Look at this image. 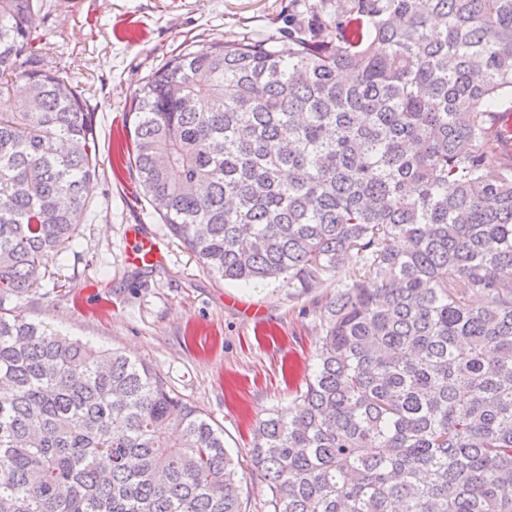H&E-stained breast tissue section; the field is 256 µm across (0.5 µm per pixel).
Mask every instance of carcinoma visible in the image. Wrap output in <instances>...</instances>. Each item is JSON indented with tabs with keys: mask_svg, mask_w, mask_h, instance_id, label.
<instances>
[{
	"mask_svg": "<svg viewBox=\"0 0 512 512\" xmlns=\"http://www.w3.org/2000/svg\"><path fill=\"white\" fill-rule=\"evenodd\" d=\"M0 0V512H242L224 434L150 365L16 312L97 173L94 113ZM282 49L191 46L126 154L218 279L325 301L296 410L260 419L269 512H512V0H292Z\"/></svg>",
	"mask_w": 512,
	"mask_h": 512,
	"instance_id": "carcinoma-1",
	"label": "carcinoma"
}]
</instances>
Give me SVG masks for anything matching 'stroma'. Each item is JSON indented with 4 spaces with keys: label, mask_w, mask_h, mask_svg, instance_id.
<instances>
[{
    "label": "stroma",
    "mask_w": 512,
    "mask_h": 512,
    "mask_svg": "<svg viewBox=\"0 0 512 512\" xmlns=\"http://www.w3.org/2000/svg\"><path fill=\"white\" fill-rule=\"evenodd\" d=\"M289 0H41L35 24L50 68L67 74L95 114L98 176L54 276L20 311L74 338L150 364L197 406L239 462L244 512H267L250 469L255 422L287 412L314 369L323 320L282 282L228 283L208 273L162 224L120 145L133 95L186 45L262 40L288 25ZM136 230L158 243L152 270L125 259Z\"/></svg>",
    "instance_id": "obj_1"
}]
</instances>
